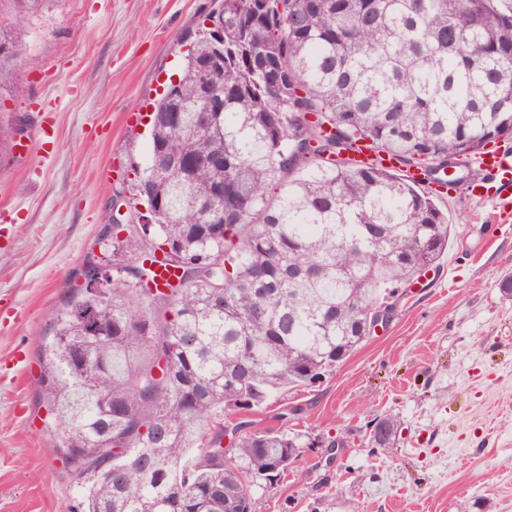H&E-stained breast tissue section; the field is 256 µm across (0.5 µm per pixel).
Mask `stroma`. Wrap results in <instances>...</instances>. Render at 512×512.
Returning a JSON list of instances; mask_svg holds the SVG:
<instances>
[{
	"mask_svg": "<svg viewBox=\"0 0 512 512\" xmlns=\"http://www.w3.org/2000/svg\"><path fill=\"white\" fill-rule=\"evenodd\" d=\"M222 0H0L25 52L0 74V122L26 120L24 158L0 154V512H81L83 489L44 431L37 349L62 286L97 249L113 194L144 165L147 105L182 41ZM25 96H15L17 88ZM445 198L451 243L391 322L320 385L239 411L297 437L256 512H512V214ZM395 439L371 442L378 419Z\"/></svg>",
	"mask_w": 512,
	"mask_h": 512,
	"instance_id": "obj_1",
	"label": "stroma"
}]
</instances>
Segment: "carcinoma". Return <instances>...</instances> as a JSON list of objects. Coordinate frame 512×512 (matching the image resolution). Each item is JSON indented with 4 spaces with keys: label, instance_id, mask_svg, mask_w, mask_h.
Wrapping results in <instances>:
<instances>
[{
    "label": "carcinoma",
    "instance_id": "carcinoma-1",
    "mask_svg": "<svg viewBox=\"0 0 512 512\" xmlns=\"http://www.w3.org/2000/svg\"><path fill=\"white\" fill-rule=\"evenodd\" d=\"M208 19L222 39L197 31L132 195L115 193L157 223L112 225L109 294L65 284L39 349L44 429L83 473V512L254 507L297 438L223 449L224 420L352 355L376 299L448 252L429 185L455 181L435 168L512 138V9L495 0H224ZM360 142L423 178L357 164ZM160 149L175 165L156 176Z\"/></svg>",
    "mask_w": 512,
    "mask_h": 512
}]
</instances>
